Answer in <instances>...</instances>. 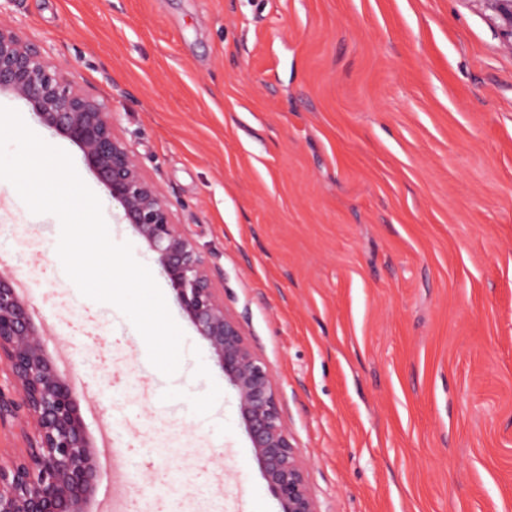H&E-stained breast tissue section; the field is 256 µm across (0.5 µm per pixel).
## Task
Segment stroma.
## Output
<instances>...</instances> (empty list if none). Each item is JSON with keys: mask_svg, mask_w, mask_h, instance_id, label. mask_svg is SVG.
Listing matches in <instances>:
<instances>
[{"mask_svg": "<svg viewBox=\"0 0 512 512\" xmlns=\"http://www.w3.org/2000/svg\"><path fill=\"white\" fill-rule=\"evenodd\" d=\"M112 105L268 365L319 512H512V47L475 0H0ZM184 333L176 377L83 297L60 223L0 180V254L88 437L117 424L124 512H281L234 389L157 257L69 140ZM37 242L21 251L16 232ZM37 276H27L28 268Z\"/></svg>", "mask_w": 512, "mask_h": 512, "instance_id": "1", "label": "stroma"}]
</instances>
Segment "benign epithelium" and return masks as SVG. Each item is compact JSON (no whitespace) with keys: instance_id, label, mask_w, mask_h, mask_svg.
<instances>
[{"instance_id":"benign-epithelium-1","label":"benign epithelium","mask_w":512,"mask_h":512,"mask_svg":"<svg viewBox=\"0 0 512 512\" xmlns=\"http://www.w3.org/2000/svg\"><path fill=\"white\" fill-rule=\"evenodd\" d=\"M476 2L494 13L502 38L512 47V0ZM0 91L26 101L45 126L79 148L123 219L157 255L180 308L209 343L236 392L238 411L281 512H318L268 366L224 305L208 259L179 230L168 200L117 132L112 106L78 87L38 42L2 25ZM37 336L14 272L1 269L0 361L20 390L15 397L0 390V421L22 411L35 430L24 454L0 462V512H84L97 477L89 441L76 394L39 352Z\"/></svg>"}]
</instances>
